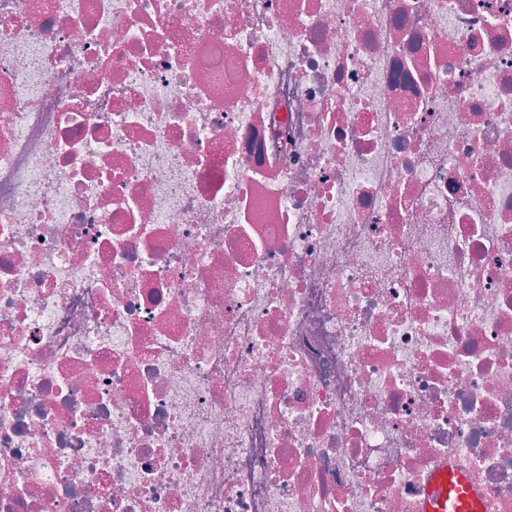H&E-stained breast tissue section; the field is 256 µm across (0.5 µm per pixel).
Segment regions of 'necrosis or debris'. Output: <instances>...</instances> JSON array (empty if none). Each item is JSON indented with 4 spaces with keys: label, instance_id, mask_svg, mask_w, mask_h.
Instances as JSON below:
<instances>
[{
    "label": "necrosis or debris",
    "instance_id": "necrosis-or-debris-1",
    "mask_svg": "<svg viewBox=\"0 0 512 512\" xmlns=\"http://www.w3.org/2000/svg\"><path fill=\"white\" fill-rule=\"evenodd\" d=\"M512 512V0H0V512ZM424 512H476V493L467 480L448 464L431 478Z\"/></svg>",
    "mask_w": 512,
    "mask_h": 512
}]
</instances>
